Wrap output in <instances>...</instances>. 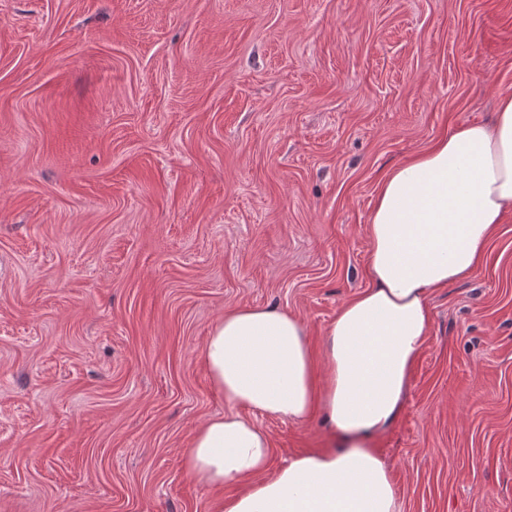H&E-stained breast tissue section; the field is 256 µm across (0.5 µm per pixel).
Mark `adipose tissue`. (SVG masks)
<instances>
[{
  "mask_svg": "<svg viewBox=\"0 0 512 512\" xmlns=\"http://www.w3.org/2000/svg\"><path fill=\"white\" fill-rule=\"evenodd\" d=\"M512 214V94L491 122L451 129L381 178L366 226L368 285L323 334L329 375L316 386L307 327L274 308L226 312L204 346L226 411L194 432L189 474L240 486L214 512H401L369 440L388 428L431 328L433 290L470 279ZM320 405L340 449L303 453L268 475L260 417L298 423Z\"/></svg>",
  "mask_w": 512,
  "mask_h": 512,
  "instance_id": "obj_1",
  "label": "adipose tissue"
}]
</instances>
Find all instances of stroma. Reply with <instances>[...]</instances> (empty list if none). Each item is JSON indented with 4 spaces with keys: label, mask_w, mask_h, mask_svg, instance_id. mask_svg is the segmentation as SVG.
Segmentation results:
<instances>
[{
    "label": "stroma",
    "mask_w": 512,
    "mask_h": 512,
    "mask_svg": "<svg viewBox=\"0 0 512 512\" xmlns=\"http://www.w3.org/2000/svg\"><path fill=\"white\" fill-rule=\"evenodd\" d=\"M512 94V0H0V512H211L225 311L314 355L365 288L377 183ZM371 442L402 512H512V215L435 290ZM270 471L332 447L262 418Z\"/></svg>",
    "instance_id": "obj_1"
}]
</instances>
